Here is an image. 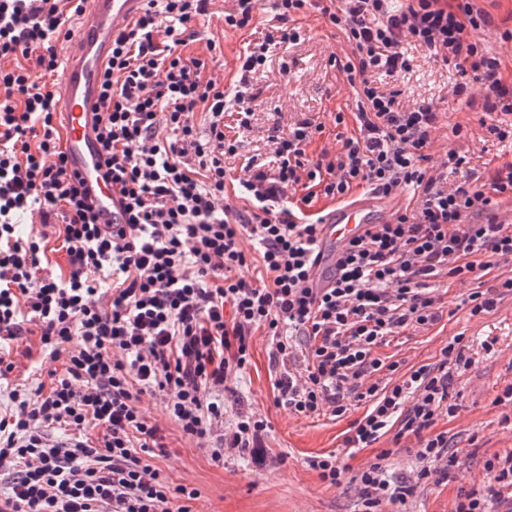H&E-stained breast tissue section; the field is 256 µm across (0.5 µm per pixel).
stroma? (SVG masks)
<instances>
[{"instance_id": "obj_1", "label": "stroma", "mask_w": 512, "mask_h": 512, "mask_svg": "<svg viewBox=\"0 0 512 512\" xmlns=\"http://www.w3.org/2000/svg\"><path fill=\"white\" fill-rule=\"evenodd\" d=\"M235 8V0H212L210 17L197 23V40L188 53L208 56V39L219 40L223 55L213 69L225 85H232L239 68V57L248 44L264 41L277 33L275 0H260L253 28H226L224 16ZM301 29L299 42L276 45L268 63L253 73L251 84L258 96L250 128L238 127L234 114L224 116V134L237 142L236 156L225 159L228 177H236L248 159L268 161L273 144V128H288L306 117L323 122L326 131L308 147L318 154L334 143V115L352 112L355 95L336 68L330 55H344L349 47L343 33L327 25L318 9L297 15ZM406 53L409 71L398 77L377 76L378 85L399 93L401 106L421 101L437 105L443 112L433 134L431 165L446 158L448 149L465 155L466 170L491 182L496 172L512 162V115H498L495 122L508 130L506 138L491 134L478 112L454 100L451 90L462 77L450 65L434 61L429 52L410 44ZM461 133H454V126ZM428 290L441 314L438 322L426 328L407 330L378 350L380 357L399 361L403 368L438 361L440 349L452 336L461 334L471 345L473 363L455 383L461 409L454 419L439 418L437 430L447 432L459 460L452 480L433 475L422 483L406 504L407 512H450L459 490H485L484 461L496 453L512 450V404L494 405L493 400L506 385L512 384V294L501 297L495 311L473 317L461 303L468 288L449 279L429 280ZM38 336H21L11 341L10 356L15 368L10 384H28L34 379L48 381L53 363L43 361L38 352ZM275 373L269 364L267 338L256 331L251 340V363L232 381L237 398L269 421V429L259 451H226L223 461L211 459L196 439L184 436L165 412L161 395L144 394L143 413L165 431L166 448L156 454L154 464L171 485L196 489L192 512H362V500L354 486L335 487L323 483L305 461L319 454H336L351 471H358L381 449H391L387 461L390 473L398 475L415 466L413 449L397 445L385 435L371 447L350 452L343 439L350 425L361 418L365 406L351 407L342 417H304L275 407L272 384Z\"/></svg>"}]
</instances>
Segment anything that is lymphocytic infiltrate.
I'll use <instances>...</instances> for the list:
<instances>
[{"label": "lymphocytic infiltrate", "instance_id": "1", "mask_svg": "<svg viewBox=\"0 0 512 512\" xmlns=\"http://www.w3.org/2000/svg\"><path fill=\"white\" fill-rule=\"evenodd\" d=\"M86 0H0V342L37 335L43 357L61 362L50 389L9 390L0 415V473L8 475L0 512H191L197 490L171 486L151 461L162 430L142 413L144 393L163 396L168 416L212 459L225 449L259 447L268 428L257 414L224 420L227 382L250 361L256 330L270 338L279 366L274 404L312 417L342 416L367 403L344 445L364 449L384 435L414 439L417 466L393 477L381 450L356 479L364 512L406 505L432 474L458 460L440 416L456 417L455 375L470 368V347L452 337L435 364L401 370L378 348L406 330L432 325L431 278L475 283L512 262V226L495 221L497 199H512V163L490 184L449 172L466 162L456 150L428 164L441 111L400 108L376 86L410 68L404 44L425 47L462 76L452 93L485 114L512 112V73L475 41L493 26L476 0H329L320 12L343 31L348 53L331 57L355 95L352 115L334 116L337 148L308 156L325 126L304 118L273 135V163L248 160L237 188L247 213L226 205L224 111L251 125L250 72L271 41L246 49L232 89L209 73L208 59L186 55L211 0H148L112 41L101 79L98 138L128 214L102 224L83 179L66 166L48 83L58 47L72 38ZM205 114L209 140L195 118ZM385 197L399 188L415 201L374 224L343 249L332 284L314 287L320 221L317 196L346 201L356 188ZM303 189L291 205L287 193ZM39 225L17 233V219ZM69 271L46 275L48 235ZM261 247L266 282L246 278ZM485 492L460 491L452 512H493L512 500V452L486 459Z\"/></svg>", "mask_w": 512, "mask_h": 512}]
</instances>
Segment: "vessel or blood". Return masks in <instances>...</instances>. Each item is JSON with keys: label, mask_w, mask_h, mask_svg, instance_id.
<instances>
[{"label": "vessel or blood", "mask_w": 512, "mask_h": 512, "mask_svg": "<svg viewBox=\"0 0 512 512\" xmlns=\"http://www.w3.org/2000/svg\"><path fill=\"white\" fill-rule=\"evenodd\" d=\"M147 3L148 0H86L74 30L77 49L64 56L59 81L53 89L67 167L86 179L104 224L125 223L126 214L118 192L112 188L93 131L100 72L110 56L113 37L140 16ZM391 209L390 202L370 195L330 209L321 226L318 272L333 268L345 244L387 217Z\"/></svg>", "instance_id": "1"}]
</instances>
